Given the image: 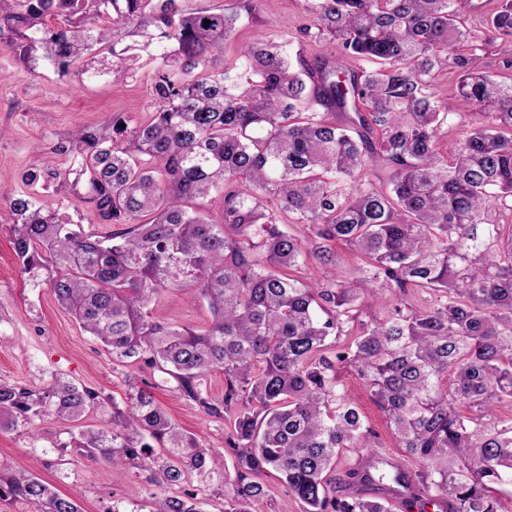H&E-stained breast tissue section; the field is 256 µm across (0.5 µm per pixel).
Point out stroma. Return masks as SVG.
I'll return each instance as SVG.
<instances>
[{"label":"stroma","instance_id":"obj_1","mask_svg":"<svg viewBox=\"0 0 512 512\" xmlns=\"http://www.w3.org/2000/svg\"><path fill=\"white\" fill-rule=\"evenodd\" d=\"M306 5L307 0H259L252 14L243 15L233 40L215 51V68L236 58L238 43L264 41L278 34L295 38L301 29L314 26L316 18ZM93 57L109 73L86 82L74 73L60 77L46 66L28 70L0 45V382L35 387L59 376L101 391L108 396V403L85 415L83 422L106 429L113 403L126 399L127 369L113 363L111 355L57 304L46 287L34 285L22 274L10 243L9 225L2 217L8 198L26 190L38 205L56 210L66 221L96 224L92 212L67 190L29 187L23 180L24 173L34 167H64V156L54 153L52 147L75 128L94 125L109 113L138 121L152 111L155 60L143 55L123 62L103 48L94 51ZM118 67L126 75L116 80L111 71ZM96 226L102 234L111 230L107 224ZM155 310L162 319L186 325H200L209 318L205 305L189 302L176 292L163 295ZM343 384L347 396L361 407L375 429L380 455L395 458L405 471L417 470L416 460L397 448L384 413L365 388L348 375ZM153 394L173 421L223 455V422L205 415L168 388L155 387ZM77 433L74 423L65 420H32L0 431V459L53 484L75 500L81 512H151L158 490L146 482L144 473L79 455L70 446Z\"/></svg>","mask_w":512,"mask_h":512}]
</instances>
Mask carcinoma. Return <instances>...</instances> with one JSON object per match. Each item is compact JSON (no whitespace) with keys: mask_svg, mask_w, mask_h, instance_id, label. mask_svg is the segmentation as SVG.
<instances>
[{"mask_svg":"<svg viewBox=\"0 0 512 512\" xmlns=\"http://www.w3.org/2000/svg\"><path fill=\"white\" fill-rule=\"evenodd\" d=\"M181 2L0 0V42L32 70L66 76L97 45L158 62L146 120L78 129L54 146L66 167L26 174L29 185L70 188L112 230L64 223L22 192L9 197L10 243L28 279L112 360L158 370L224 420L236 465L223 469L131 379L112 427L80 429L76 447L130 461L162 490L192 474L229 485L224 512H263L269 471L303 512H389L363 489L409 485L448 512H501L512 422L493 410L512 398V57L491 75L479 51L493 40L512 47V0H498L481 30L456 0H312L338 55L292 59L273 37L240 49L244 77L207 67L258 0L217 11ZM120 28L145 41L116 49ZM444 71L476 115L449 147L442 131L454 113L433 96ZM375 166L390 171L388 189L369 179ZM208 197L210 216L199 208ZM338 241L359 261L351 278L336 277ZM309 260L331 270L326 285L298 277ZM413 291L431 301L412 302ZM166 292L206 302L207 324L155 316ZM385 292L394 305L379 314L368 299ZM214 369L224 371L221 403L206 390ZM343 372L365 383L421 469L375 457L373 430L340 390ZM104 400L59 377L36 390L0 383V430L79 422ZM154 443L164 456L150 458ZM350 448L366 461L338 478L336 458ZM196 496L164 494L154 512H199ZM0 500L81 512L2 459Z\"/></svg>","mask_w":512,"mask_h":512,"instance_id":"obj_1","label":"carcinoma"}]
</instances>
